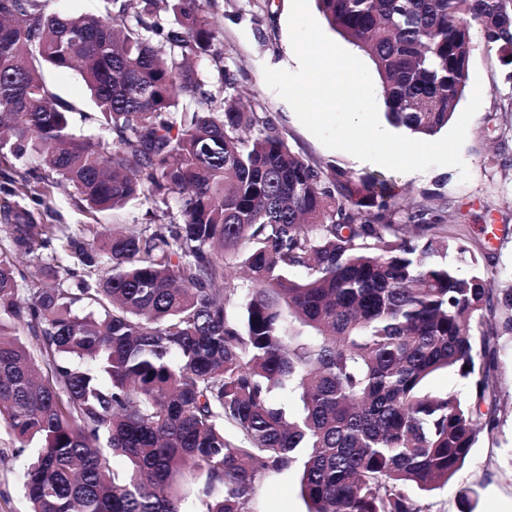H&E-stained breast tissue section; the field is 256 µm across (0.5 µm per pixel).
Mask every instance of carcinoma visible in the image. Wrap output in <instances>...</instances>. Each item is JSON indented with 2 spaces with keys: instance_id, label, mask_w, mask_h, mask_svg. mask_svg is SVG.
Instances as JSON below:
<instances>
[{
  "instance_id": "cac0c4a2",
  "label": "carcinoma",
  "mask_w": 512,
  "mask_h": 512,
  "mask_svg": "<svg viewBox=\"0 0 512 512\" xmlns=\"http://www.w3.org/2000/svg\"><path fill=\"white\" fill-rule=\"evenodd\" d=\"M105 2L66 16L0 0V162L49 171L0 198V423L16 442L0 470L35 449L29 512H252L292 469L308 512H430L411 490L448 484L498 425L512 284L489 287L474 255L467 276L445 262L467 248L443 208L311 163L272 117L210 94L220 38L200 0ZM316 3L371 58L389 123L420 139L465 92L473 26L512 66V0ZM48 68L79 72L98 132H73ZM53 173L91 216L173 194L179 218L41 224L23 202L51 208ZM31 253L25 287L13 255ZM445 370L470 399L425 389Z\"/></svg>"
}]
</instances>
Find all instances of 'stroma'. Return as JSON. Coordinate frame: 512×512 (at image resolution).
Listing matches in <instances>:
<instances>
[{"mask_svg":"<svg viewBox=\"0 0 512 512\" xmlns=\"http://www.w3.org/2000/svg\"><path fill=\"white\" fill-rule=\"evenodd\" d=\"M204 11L221 28V69L230 72L247 106L273 116L289 146L306 160L335 164L354 175H380L395 180L408 202L447 205L448 233L461 237L466 253H451L460 273H468L471 256H478L494 278L496 286L512 282V168L493 160L498 147L485 136L497 127L512 141V68L503 65L496 50L476 41L469 62L470 79L480 80L482 103L468 129L461 149L470 178L461 181L452 166L423 172L401 173L379 165L359 164L354 156L323 146L297 119L292 108L270 89L263 70H293L289 61L291 46L288 16L291 0H202ZM58 96L76 104L80 115L73 118V130L91 134L97 128L92 106L86 99L83 81L75 73L51 71L47 74ZM54 210L36 209L44 224H66L78 228L99 222L138 227L149 223L161 206L133 201L123 208L95 216L85 213L73 190H58ZM499 377L503 392L498 406L500 424L490 434L481 435L471 451L468 464L447 487L426 494L432 512H459L465 491L478 493L476 512H512V338L502 340ZM253 512H307L298 477L284 472L265 478L253 499Z\"/></svg>","mask_w":512,"mask_h":512,"instance_id":"1","label":"stroma"}]
</instances>
